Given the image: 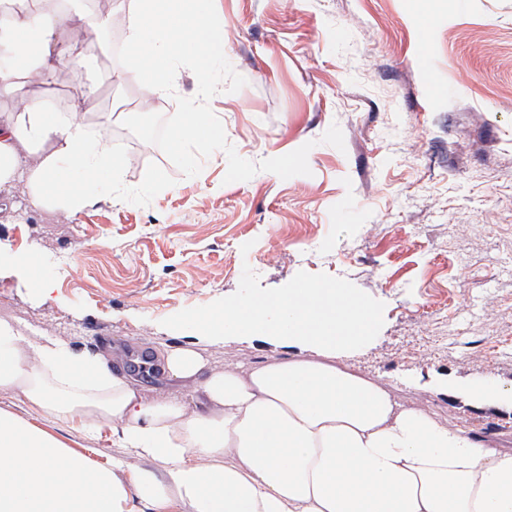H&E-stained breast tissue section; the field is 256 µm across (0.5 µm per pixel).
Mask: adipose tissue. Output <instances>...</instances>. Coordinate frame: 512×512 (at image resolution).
<instances>
[{"label":"adipose tissue","mask_w":512,"mask_h":512,"mask_svg":"<svg viewBox=\"0 0 512 512\" xmlns=\"http://www.w3.org/2000/svg\"><path fill=\"white\" fill-rule=\"evenodd\" d=\"M0 0V98L32 78L51 82L56 64L86 65L61 35L76 20L106 28L110 13L79 14L32 0ZM222 30L209 0H135L130 62L110 73L135 83L144 103L169 94L164 73L187 58L200 80L222 63ZM98 76L79 79L69 112L31 104L0 114V189H28L32 206L51 200L75 213L109 195L121 155L107 136L112 113L90 123L77 107ZM174 146L219 147L224 127L200 110L170 131ZM373 307L348 290L308 285L277 298L240 296L217 317H191L192 342L162 347L175 390L144 395L119 360L78 353L49 335L0 320V394L39 412L45 427L0 412V512H512V450L454 430L396 403L378 384L340 368L367 343ZM256 335L304 354L260 366L211 368L199 343ZM110 429L119 456L96 464L49 433Z\"/></svg>","instance_id":"ef3b65f1"}]
</instances>
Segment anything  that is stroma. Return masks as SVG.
<instances>
[{"label": "stroma", "instance_id": "stroma-1", "mask_svg": "<svg viewBox=\"0 0 512 512\" xmlns=\"http://www.w3.org/2000/svg\"><path fill=\"white\" fill-rule=\"evenodd\" d=\"M133 7L112 0L111 28L82 48L90 68L126 67ZM210 19L224 64L207 92L180 59L154 106L169 127L208 112L223 148L158 146L120 119L111 195L74 216L0 196V319L78 351L108 336L124 360L186 344L187 318L240 295L344 288L376 312L352 371L511 449L512 405L468 389L512 387V0H212ZM76 80L64 61L28 96L60 110ZM21 253L50 273V297ZM201 350L217 370L295 353L234 338Z\"/></svg>", "mask_w": 512, "mask_h": 512}]
</instances>
